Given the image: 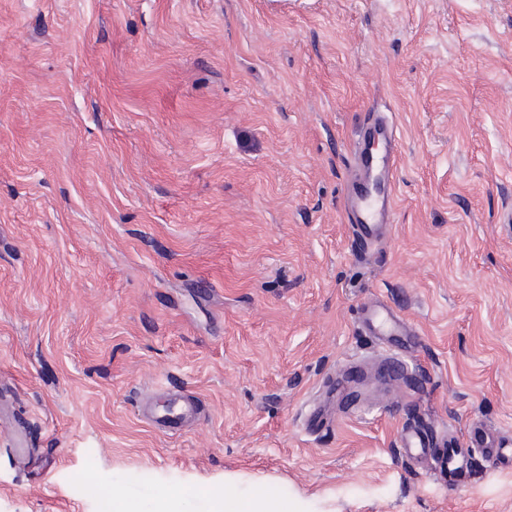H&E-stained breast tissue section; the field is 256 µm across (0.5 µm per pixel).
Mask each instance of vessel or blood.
<instances>
[{"instance_id":"1","label":"vessel or blood","mask_w":512,"mask_h":512,"mask_svg":"<svg viewBox=\"0 0 512 512\" xmlns=\"http://www.w3.org/2000/svg\"><path fill=\"white\" fill-rule=\"evenodd\" d=\"M363 137H376L379 158L377 162H367L364 145H357L354 154L355 168L362 184L368 183L371 175H379L385 185L384 191H356L352 201L355 220L352 225L353 241L360 250L385 237L394 222V205L390 193L396 181L398 164V144L388 125L378 113L369 112L362 123ZM362 323L366 335L371 336L377 348L387 359L401 363L402 357L395 350L393 337L411 335L412 330L405 319L395 314L384 302L378 301L366 306L362 313ZM199 411L196 402L176 397L170 400L153 421L168 431L181 430ZM436 440L432 433L422 428L406 426L400 436V446L409 458L426 461L433 473L456 477L463 472L460 458L465 448H477L494 461H507L512 464V439L493 437L486 425L473 424L464 441L451 440L444 454L433 455Z\"/></svg>"}]
</instances>
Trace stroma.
Segmentation results:
<instances>
[{
    "label": "stroma",
    "mask_w": 512,
    "mask_h": 512,
    "mask_svg": "<svg viewBox=\"0 0 512 512\" xmlns=\"http://www.w3.org/2000/svg\"><path fill=\"white\" fill-rule=\"evenodd\" d=\"M398 139L363 260L366 111ZM415 332L389 386L362 308ZM199 399L182 432L141 418ZM328 404L332 426L303 429ZM0 512H214L224 475L324 512H512L406 425L512 435V0H0ZM361 142L355 146V168L358 172L359 185H367L373 168L377 167L374 175H379L383 185L387 184L388 192L374 190L364 192L357 190L352 201L355 215L352 223L353 242L359 250L367 253L368 246L385 237L394 222V205L392 191L396 181L398 164V144L389 126L379 117L378 113L368 112L362 123ZM370 136L378 139L379 159L374 163L367 162L365 144Z\"/></svg>",
    "instance_id": "stroma-1"
}]
</instances>
